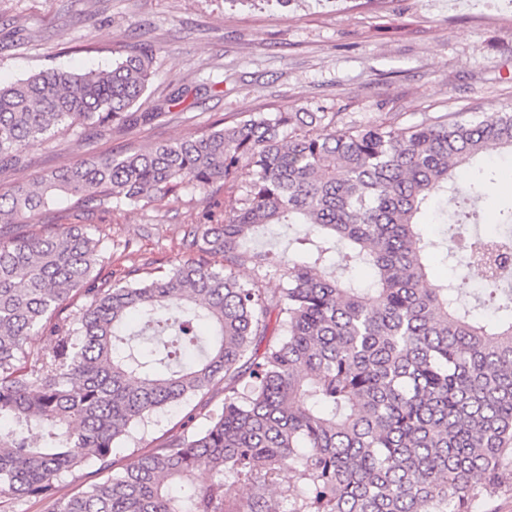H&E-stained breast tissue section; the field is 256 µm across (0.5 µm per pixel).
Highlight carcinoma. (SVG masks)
<instances>
[{
  "instance_id": "cac0c4a2",
  "label": "carcinoma",
  "mask_w": 512,
  "mask_h": 512,
  "mask_svg": "<svg viewBox=\"0 0 512 512\" xmlns=\"http://www.w3.org/2000/svg\"><path fill=\"white\" fill-rule=\"evenodd\" d=\"M152 49L107 69H42L0 85V162L74 128L124 129L156 77ZM512 154V113L448 112L403 125L337 113H257L147 150L83 159L0 193V499L52 512H492L512 465V286L482 247L487 308L430 280L435 197L486 199L488 150ZM248 170L249 181L238 182ZM191 187L208 227L198 257L155 278L95 285L99 241L80 224H14L60 205L154 202ZM239 195L220 204L224 188ZM302 224L299 258L243 250L258 227ZM444 243L458 261L462 225ZM369 270L363 286L336 254ZM252 277L236 276L241 262ZM282 293L264 288L271 275ZM77 298L82 306L71 310ZM41 334L52 348L34 352ZM224 385L122 473L134 427ZM251 487L242 503L227 478ZM97 469L96 465H89L85 467V469L78 474V477L72 479L71 477L67 478L63 483V487L61 490V494H72L77 490H85L91 484L99 482L105 476L98 475L95 471ZM0 512H51L52 505L47 501L29 498L5 500L2 499Z\"/></svg>"
}]
</instances>
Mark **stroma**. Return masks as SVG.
Listing matches in <instances>:
<instances>
[{
  "mask_svg": "<svg viewBox=\"0 0 512 512\" xmlns=\"http://www.w3.org/2000/svg\"><path fill=\"white\" fill-rule=\"evenodd\" d=\"M152 47L158 74L149 109L175 88L181 105L153 123L100 135L38 141L23 168L0 171V193L92 155L206 130L257 112L325 107L344 123L389 112L404 122L439 112L492 114L512 107V5L507 0H0V80L46 67L107 68L118 50ZM198 192L32 217L83 224L100 238L102 276L166 271L194 258L185 241L200 224ZM197 398L150 418L112 455L114 471L178 434Z\"/></svg>",
  "mask_w": 512,
  "mask_h": 512,
  "instance_id": "35a3bbf8",
  "label": "stroma"
}]
</instances>
